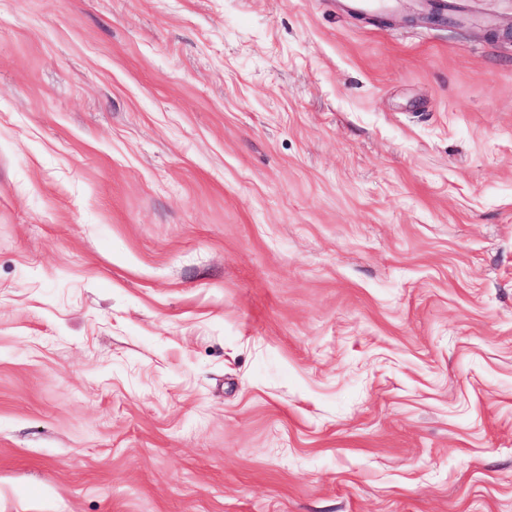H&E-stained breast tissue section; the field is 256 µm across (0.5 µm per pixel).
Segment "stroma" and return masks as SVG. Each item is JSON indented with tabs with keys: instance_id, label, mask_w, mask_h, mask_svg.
Wrapping results in <instances>:
<instances>
[{
	"instance_id": "stroma-1",
	"label": "stroma",
	"mask_w": 512,
	"mask_h": 512,
	"mask_svg": "<svg viewBox=\"0 0 512 512\" xmlns=\"http://www.w3.org/2000/svg\"><path fill=\"white\" fill-rule=\"evenodd\" d=\"M0 0V512H512V0Z\"/></svg>"
}]
</instances>
